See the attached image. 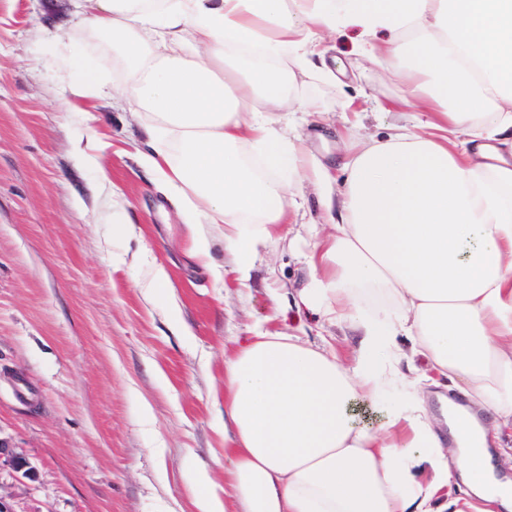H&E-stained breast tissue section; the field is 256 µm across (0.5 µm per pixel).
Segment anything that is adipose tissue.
<instances>
[{
	"label": "adipose tissue",
	"mask_w": 512,
	"mask_h": 512,
	"mask_svg": "<svg viewBox=\"0 0 512 512\" xmlns=\"http://www.w3.org/2000/svg\"><path fill=\"white\" fill-rule=\"evenodd\" d=\"M112 51L113 81L78 61L75 97H118L143 116V164L180 199L193 253L224 227L239 286L288 221L289 181L322 185L332 233L305 256L300 302L353 336L256 330L224 358V474L198 512H512L491 447L512 431V0H78ZM356 27L393 62L417 133L349 142L346 173L296 144L283 116L317 112L303 89L326 66L318 33ZM423 357L478 413L447 411L440 437L414 363ZM403 409L359 420L391 391ZM460 476L466 499L446 488Z\"/></svg>",
	"instance_id": "obj_1"
}]
</instances>
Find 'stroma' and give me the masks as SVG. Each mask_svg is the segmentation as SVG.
<instances>
[{"instance_id": "obj_1", "label": "stroma", "mask_w": 512, "mask_h": 512, "mask_svg": "<svg viewBox=\"0 0 512 512\" xmlns=\"http://www.w3.org/2000/svg\"><path fill=\"white\" fill-rule=\"evenodd\" d=\"M358 40L355 28L324 34L339 77L305 94L327 109L288 116L334 173L347 139L418 129L390 67L367 62ZM82 54L111 70L72 0H0V438L36 471L26 483L0 478V492L16 512H195V469L220 482L229 464L217 411L225 349L268 326L332 335L348 350L340 329L297 303L311 281L303 253L328 226L315 190L291 185L299 207L242 288L221 225H204L211 265L225 269L216 281L192 253L176 197L141 165L140 117L119 100L80 97L77 111L60 110L67 61ZM347 99L353 110L342 109ZM80 142L96 146L111 189L77 157ZM116 212L134 237L113 235ZM156 264L175 288L183 332L165 294L143 287Z\"/></svg>"}]
</instances>
